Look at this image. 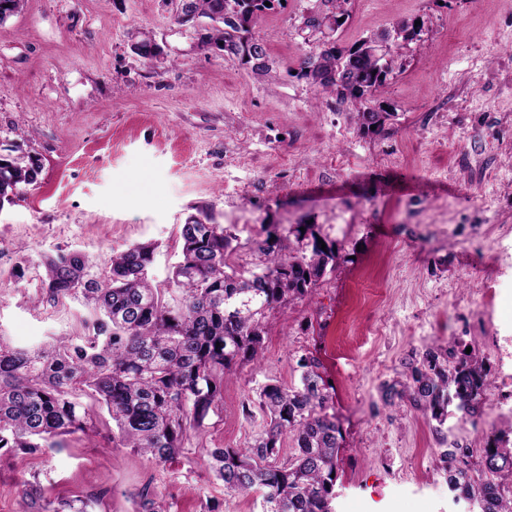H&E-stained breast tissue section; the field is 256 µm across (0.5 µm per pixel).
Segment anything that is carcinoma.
I'll return each mask as SVG.
<instances>
[{
  "label": "carcinoma",
  "mask_w": 512,
  "mask_h": 512,
  "mask_svg": "<svg viewBox=\"0 0 512 512\" xmlns=\"http://www.w3.org/2000/svg\"><path fill=\"white\" fill-rule=\"evenodd\" d=\"M270 5H265V2ZM25 0H0V24L18 14ZM282 0H179L183 23L213 22L203 43L255 72L268 70L263 41L251 33L259 18ZM328 6L322 25L336 31L346 0H321ZM302 31L315 38L319 53L309 57L304 75L320 91L350 103L364 132L383 120L369 106L393 73L400 45L392 41L379 60L359 49L336 50L320 26L303 20ZM39 157L0 153V206L11 204L22 188L38 182ZM181 257L169 284L180 293L177 304L168 289L152 283L149 268L155 246L137 244L112 256L109 271L97 275L89 257L59 251L44 263L42 299L52 306L79 302L86 313L80 329L48 343L16 346L0 336V457L17 453L45 455L63 447V437L98 431L114 424L112 442L132 448L161 466L181 454L190 431L203 427L224 402V379L246 362H258L273 305L310 296L336 262L332 244L321 248L309 225L286 235L271 232L254 243L259 263L239 269L233 255L237 237L222 224L199 220L181 227ZM299 383L261 386L258 405L262 430L243 448H206V462L224 484V492L261 494L263 512H333L341 448L339 426L325 412L328 384L312 355L297 360ZM405 380L384 384L387 406L404 403L436 422L442 432L448 407L470 417L481 412L491 368L448 342L428 347L405 363ZM106 410L111 422H96L91 405ZM512 429L491 436L478 463L470 448L452 444L441 458L448 481L478 512H512V494L503 476H512ZM293 448L280 460L283 441ZM136 512H168L149 492L134 497ZM39 512H87L76 496L43 500Z\"/></svg>",
  "instance_id": "cac0c4a2"
}]
</instances>
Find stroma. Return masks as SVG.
Wrapping results in <instances>:
<instances>
[{"instance_id": "35a3bbf8", "label": "stroma", "mask_w": 512, "mask_h": 512, "mask_svg": "<svg viewBox=\"0 0 512 512\" xmlns=\"http://www.w3.org/2000/svg\"><path fill=\"white\" fill-rule=\"evenodd\" d=\"M177 4L25 0L0 25V143L43 166L0 209V336L75 331L79 304L39 301L46 256L79 250L105 272L114 253L152 242L150 275L163 283L195 219L242 244L312 223L336 267L311 297L268 312L261 362L225 381L222 406L166 466L77 433L60 452L0 461V512H33L37 494L133 512L146 487L170 512H204L212 498L262 512L257 494L225 495L202 451L251 442L259 388L296 383L308 352L343 433L335 512H451L433 424L383 405L379 389L472 320L475 289L496 290L491 326L512 335V0H350L337 46L422 24L373 99L386 112L376 134L301 74L315 48L300 27L316 0L258 20L268 77L204 48L205 22L180 24ZM146 36L160 60L135 53Z\"/></svg>"}]
</instances>
